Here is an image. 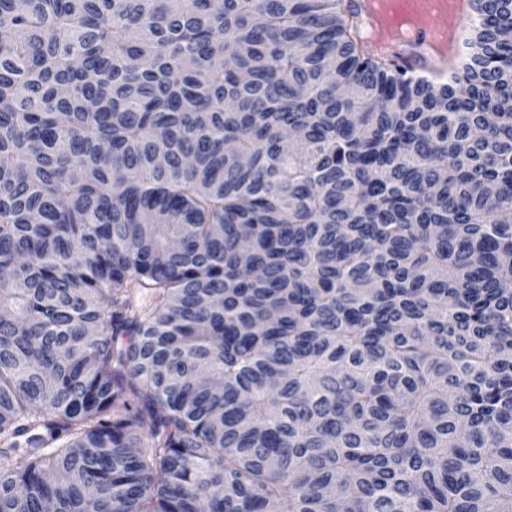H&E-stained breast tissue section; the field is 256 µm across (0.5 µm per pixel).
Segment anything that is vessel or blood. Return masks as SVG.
Listing matches in <instances>:
<instances>
[{"label":"vessel or blood","instance_id":"obj_1","mask_svg":"<svg viewBox=\"0 0 512 512\" xmlns=\"http://www.w3.org/2000/svg\"><path fill=\"white\" fill-rule=\"evenodd\" d=\"M427 28L418 29L410 38L395 39L386 34L387 26L376 0H352L367 24L372 42L391 50L397 64L412 73H427L447 62L457 51L462 32L475 14L470 0H416Z\"/></svg>","mask_w":512,"mask_h":512}]
</instances>
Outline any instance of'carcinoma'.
Returning <instances> with one entry per match:
<instances>
[{
    "label": "carcinoma",
    "mask_w": 512,
    "mask_h": 512,
    "mask_svg": "<svg viewBox=\"0 0 512 512\" xmlns=\"http://www.w3.org/2000/svg\"><path fill=\"white\" fill-rule=\"evenodd\" d=\"M448 78L351 0H0V512H512V0Z\"/></svg>",
    "instance_id": "1"
}]
</instances>
